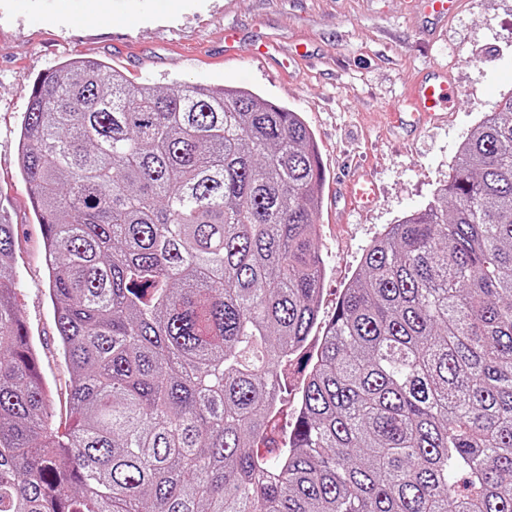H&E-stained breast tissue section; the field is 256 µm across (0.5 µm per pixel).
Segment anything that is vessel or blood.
<instances>
[{
  "instance_id": "vessel-or-blood-1",
  "label": "vessel or blood",
  "mask_w": 512,
  "mask_h": 512,
  "mask_svg": "<svg viewBox=\"0 0 512 512\" xmlns=\"http://www.w3.org/2000/svg\"><path fill=\"white\" fill-rule=\"evenodd\" d=\"M455 98V87L446 73L419 80L411 89L403 107L394 109L389 119L394 126H419L437 119L449 111ZM347 197L358 207L370 208L377 196L376 184L371 176H354L345 185Z\"/></svg>"
}]
</instances>
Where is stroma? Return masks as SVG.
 Segmentation results:
<instances>
[{
    "label": "stroma",
    "instance_id": "35a3bbf8",
    "mask_svg": "<svg viewBox=\"0 0 512 512\" xmlns=\"http://www.w3.org/2000/svg\"><path fill=\"white\" fill-rule=\"evenodd\" d=\"M243 51L224 54V29ZM303 57L282 68L259 59V41ZM75 57L105 61L135 85L244 87L301 115L325 174L315 247L325 275L319 325H327L365 249L405 215L424 210L448 180L461 142L512 89V0H461L446 23L421 0H0V211L19 227L16 304L39 355L49 421L72 419L69 373L58 351L43 239L19 175L18 131L34 81ZM448 72L456 96L443 118L396 132L386 114L422 76ZM373 177L368 210L344 198L346 179ZM305 373L288 369V394L260 453L280 447L294 420Z\"/></svg>",
    "mask_w": 512,
    "mask_h": 512
}]
</instances>
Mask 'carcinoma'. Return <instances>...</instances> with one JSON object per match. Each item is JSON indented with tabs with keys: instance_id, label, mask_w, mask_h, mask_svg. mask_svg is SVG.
<instances>
[{
	"instance_id": "obj_1",
	"label": "carcinoma",
	"mask_w": 512,
	"mask_h": 512,
	"mask_svg": "<svg viewBox=\"0 0 512 512\" xmlns=\"http://www.w3.org/2000/svg\"><path fill=\"white\" fill-rule=\"evenodd\" d=\"M18 165L73 421L48 423L0 215V512H512V89L364 252L271 458L324 275L302 118L73 58L34 83ZM310 367H308L307 360L306 369L300 370V365H297L296 362L288 368V396L285 393L284 401L280 404L281 408L277 414L276 428L265 430L255 444V449H258L260 453L267 454L272 448L280 447L288 437V425L293 422L294 415L297 412L296 406L300 396L301 383ZM298 407L300 410V401L298 402Z\"/></svg>"
}]
</instances>
